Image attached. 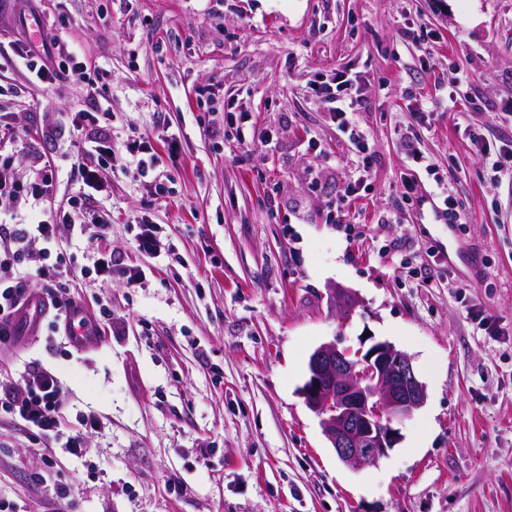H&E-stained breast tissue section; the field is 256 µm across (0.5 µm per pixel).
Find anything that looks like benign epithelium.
I'll return each mask as SVG.
<instances>
[{"label": "benign epithelium", "mask_w": 512, "mask_h": 512, "mask_svg": "<svg viewBox=\"0 0 512 512\" xmlns=\"http://www.w3.org/2000/svg\"><path fill=\"white\" fill-rule=\"evenodd\" d=\"M330 304L347 317L360 299L346 288H334ZM300 393L337 456L351 466L385 457L398 440L397 424L426 400L412 357L382 341L368 345L363 340L354 352L341 351L334 342L321 344L309 356Z\"/></svg>", "instance_id": "7a95c632"}]
</instances>
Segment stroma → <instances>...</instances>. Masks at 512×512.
I'll return each mask as SVG.
<instances>
[{
  "label": "stroma",
  "instance_id": "35a3bbf8",
  "mask_svg": "<svg viewBox=\"0 0 512 512\" xmlns=\"http://www.w3.org/2000/svg\"><path fill=\"white\" fill-rule=\"evenodd\" d=\"M41 16L29 42L58 33L85 63L110 103L117 158L142 135L154 160L143 177L107 173L92 203L111 217L105 238L90 228L63 241L115 260L110 279L70 277L99 346L77 351L46 326L0 349V386L38 363L64 385L69 426L99 419L91 453L46 469L26 430L0 419V501L512 512V181L492 170L512 147V0H48ZM341 71L361 81L355 120L372 156L350 197L361 155L312 92ZM84 99L80 84L0 66V176L26 183L51 164L45 209L80 186L78 135L61 119ZM447 196L466 218L452 235L418 208ZM144 215L159 228L156 258L134 244ZM455 244L481 249L479 276L449 264ZM337 286L361 300L345 320L330 310ZM367 334L412 357L427 401L387 457L351 467L300 388L316 347L354 350ZM60 483L71 503L56 499Z\"/></svg>",
  "mask_w": 512,
  "mask_h": 512
}]
</instances>
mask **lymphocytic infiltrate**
Returning <instances> with one entry per match:
<instances>
[{"label": "lymphocytic infiltrate", "mask_w": 512, "mask_h": 512, "mask_svg": "<svg viewBox=\"0 0 512 512\" xmlns=\"http://www.w3.org/2000/svg\"><path fill=\"white\" fill-rule=\"evenodd\" d=\"M10 62L25 68L34 83L50 84L61 79L83 84L85 106L72 113L73 128L81 131L83 140L77 151L76 162L81 184L76 195L69 197L67 209L42 211L40 220L26 224H0V345L12 344L17 334L11 329L24 313L31 294L28 280L40 283V293L52 305L49 314L52 329H60L72 301L67 298L69 276L79 267L77 256L58 255L56 249L63 233L75 228L94 227L105 232L109 227L108 214L95 211L91 201L103 187L102 170L111 168L115 151L112 137L100 126V119L109 115L108 100L90 80L86 65L76 57L58 61L42 58L36 47L15 51ZM315 96L322 101L339 131L355 144L361 154H368L366 135L355 123L354 114L364 105L361 86L355 77L339 72L333 81L314 87ZM55 178V171L42 166L34 181L18 186L0 182V213L16 206L19 198H26L31 208L40 209ZM64 390L58 378L48 370H30L23 387L0 388V412L22 421L34 441H37L42 462L52 466L58 449L82 457L88 450L90 434L97 428L95 418L84 421L74 432L63 428L61 403Z\"/></svg>", "instance_id": "obj_1"}]
</instances>
